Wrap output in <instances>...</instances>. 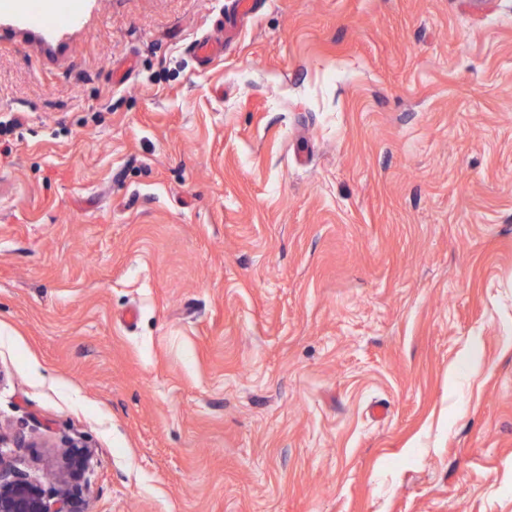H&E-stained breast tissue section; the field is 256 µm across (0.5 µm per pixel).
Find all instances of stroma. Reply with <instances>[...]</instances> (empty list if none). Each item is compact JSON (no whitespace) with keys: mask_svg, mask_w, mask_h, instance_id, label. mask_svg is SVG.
Returning <instances> with one entry per match:
<instances>
[{"mask_svg":"<svg viewBox=\"0 0 512 512\" xmlns=\"http://www.w3.org/2000/svg\"><path fill=\"white\" fill-rule=\"evenodd\" d=\"M77 2L0 0L5 457L82 441L90 512H512V0Z\"/></svg>","mask_w":512,"mask_h":512,"instance_id":"35a3bbf8","label":"stroma"}]
</instances>
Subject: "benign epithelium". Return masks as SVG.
I'll return each instance as SVG.
<instances>
[{
    "label": "benign epithelium",
    "instance_id": "1",
    "mask_svg": "<svg viewBox=\"0 0 512 512\" xmlns=\"http://www.w3.org/2000/svg\"><path fill=\"white\" fill-rule=\"evenodd\" d=\"M91 449L75 442L63 445L55 484L47 487L0 455V512H89L80 497Z\"/></svg>",
    "mask_w": 512,
    "mask_h": 512
}]
</instances>
